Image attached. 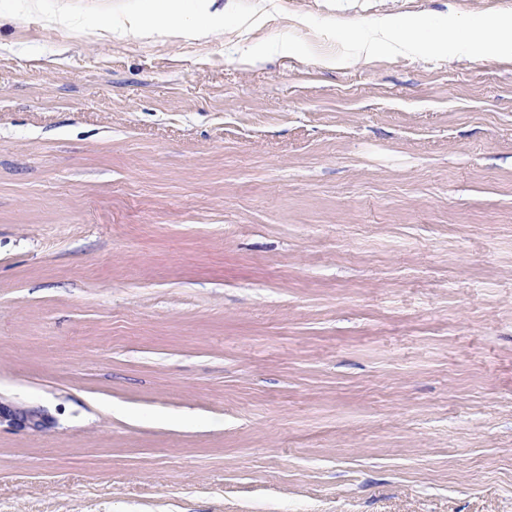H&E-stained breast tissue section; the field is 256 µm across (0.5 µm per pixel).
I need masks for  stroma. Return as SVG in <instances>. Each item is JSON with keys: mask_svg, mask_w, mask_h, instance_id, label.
Masks as SVG:
<instances>
[{"mask_svg": "<svg viewBox=\"0 0 512 512\" xmlns=\"http://www.w3.org/2000/svg\"><path fill=\"white\" fill-rule=\"evenodd\" d=\"M40 2L0 25V398L52 424L0 428V512H512V59L248 64Z\"/></svg>", "mask_w": 512, "mask_h": 512, "instance_id": "35a3bbf8", "label": "stroma"}]
</instances>
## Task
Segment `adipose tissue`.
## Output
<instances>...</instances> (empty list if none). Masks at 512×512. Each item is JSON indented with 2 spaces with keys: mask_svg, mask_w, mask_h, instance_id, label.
Wrapping results in <instances>:
<instances>
[{
  "mask_svg": "<svg viewBox=\"0 0 512 512\" xmlns=\"http://www.w3.org/2000/svg\"><path fill=\"white\" fill-rule=\"evenodd\" d=\"M144 12L94 18L87 25L128 41L157 42L190 38L209 40L224 20L217 0H150Z\"/></svg>",
  "mask_w": 512,
  "mask_h": 512,
  "instance_id": "1",
  "label": "adipose tissue"
}]
</instances>
